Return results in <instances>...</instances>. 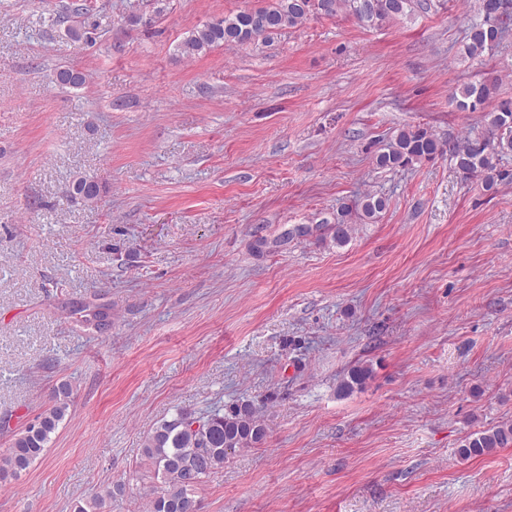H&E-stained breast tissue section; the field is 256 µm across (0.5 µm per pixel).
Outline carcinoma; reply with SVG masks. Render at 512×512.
Wrapping results in <instances>:
<instances>
[{
    "label": "carcinoma",
    "instance_id": "carcinoma-1",
    "mask_svg": "<svg viewBox=\"0 0 512 512\" xmlns=\"http://www.w3.org/2000/svg\"><path fill=\"white\" fill-rule=\"evenodd\" d=\"M478 0L477 17L469 26V43L465 52L469 56L491 54L502 44L512 29V21L491 22L484 18L487 3ZM417 6L416 0H269L265 6L240 11L216 22L194 29L182 42L188 55H200L220 44L247 45L267 39L275 32L305 23L313 15L334 17L348 13L368 27H379L399 17H405ZM79 23L68 26L66 33L75 42L92 40L96 23L91 21L90 10L84 5L71 6ZM60 83L72 88L84 85L83 73L68 68L58 71ZM497 91V79L462 85L454 94L461 112H486L488 136L482 139H462L440 147L430 132L421 126L400 131L380 153L376 162L383 168L407 167L423 160H432L450 152L456 171L465 178L478 177L485 190L494 191L508 178L499 165V157L512 152V100L501 101L496 108L485 111V104ZM88 177L80 175L71 183V194L88 203H94L102 193L101 187L85 190ZM386 207L385 200L368 195L361 202V219L374 221ZM84 322L98 330L112 327L109 308L86 306ZM370 366L352 369L341 382L347 392L365 384L371 376ZM70 386L57 388L56 402L35 423L18 433L11 445L0 453V479L16 476L38 459L46 448L50 435L68 412ZM266 431L259 410L249 400H238L224 409L202 419L183 412L170 420L157 424L147 436L142 448V466L145 472L160 480L161 485L151 490L150 512H197L195 493L206 479L224 469L228 449L254 448L263 443ZM512 447V423L470 434L462 445L465 458L489 454L498 448ZM121 486L107 487L76 504L74 512H101L106 500L112 498Z\"/></svg>",
    "mask_w": 512,
    "mask_h": 512
}]
</instances>
